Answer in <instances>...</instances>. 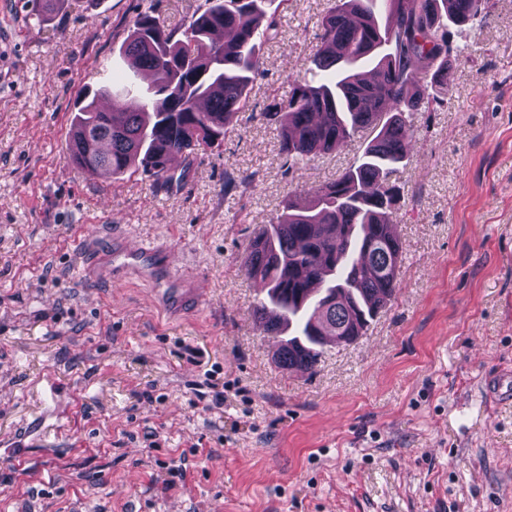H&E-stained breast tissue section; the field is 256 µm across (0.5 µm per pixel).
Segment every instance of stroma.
Returning <instances> with one entry per match:
<instances>
[{"label": "stroma", "instance_id": "1", "mask_svg": "<svg viewBox=\"0 0 512 512\" xmlns=\"http://www.w3.org/2000/svg\"><path fill=\"white\" fill-rule=\"evenodd\" d=\"M199 3L0 0V512H512V399L483 387L512 369V0L449 27L448 94L397 172L401 286L311 374L276 365L242 257L290 191L365 147L294 165L260 117L308 74L327 0H273L265 75L221 147L174 162L187 187L67 155L83 93L148 85L120 57L137 14L173 29ZM233 170L255 189L225 190ZM116 238L169 247L198 308L170 321L148 283L89 284L88 246Z\"/></svg>", "mask_w": 512, "mask_h": 512}]
</instances>
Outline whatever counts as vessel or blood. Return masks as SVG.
<instances>
[{
    "label": "vessel or blood",
    "mask_w": 512,
    "mask_h": 512,
    "mask_svg": "<svg viewBox=\"0 0 512 512\" xmlns=\"http://www.w3.org/2000/svg\"><path fill=\"white\" fill-rule=\"evenodd\" d=\"M94 268L100 278L113 283L132 278L150 282L155 306L171 317L192 312L201 300L199 282L177 271L165 246H131L119 240L96 257Z\"/></svg>",
    "instance_id": "1"
}]
</instances>
